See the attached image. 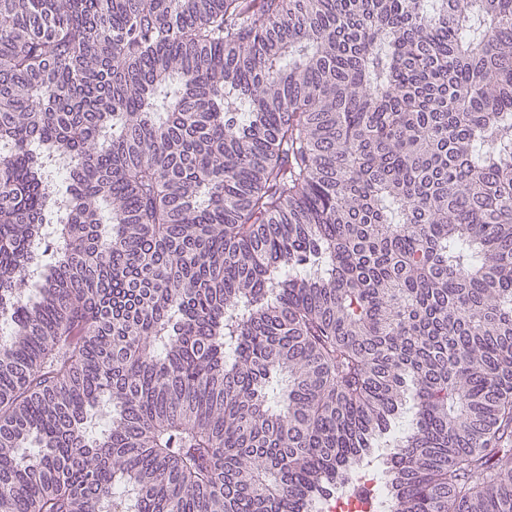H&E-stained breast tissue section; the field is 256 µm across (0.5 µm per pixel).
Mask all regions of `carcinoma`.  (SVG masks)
Instances as JSON below:
<instances>
[{
  "mask_svg": "<svg viewBox=\"0 0 512 512\" xmlns=\"http://www.w3.org/2000/svg\"><path fill=\"white\" fill-rule=\"evenodd\" d=\"M0 320V512H512V0H0Z\"/></svg>",
  "mask_w": 512,
  "mask_h": 512,
  "instance_id": "carcinoma-1",
  "label": "carcinoma"
}]
</instances>
